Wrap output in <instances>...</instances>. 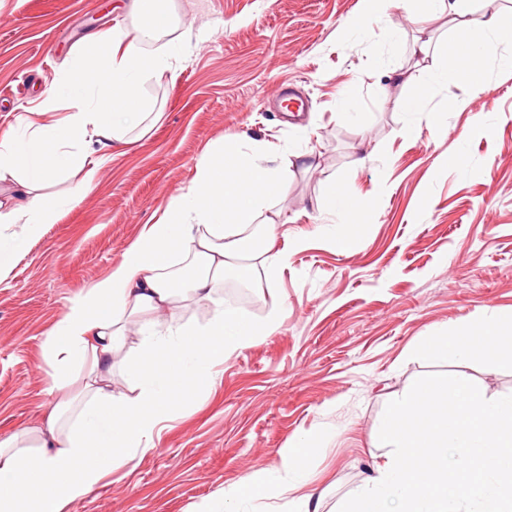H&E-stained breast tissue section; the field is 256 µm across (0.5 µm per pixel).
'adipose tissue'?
<instances>
[{
	"label": "adipose tissue",
	"instance_id": "adipose-tissue-1",
	"mask_svg": "<svg viewBox=\"0 0 512 512\" xmlns=\"http://www.w3.org/2000/svg\"><path fill=\"white\" fill-rule=\"evenodd\" d=\"M471 2L361 0L358 29L369 31L389 7L424 22L443 11L468 15ZM122 8L138 19V26L88 36L46 90L42 109L65 102L64 118L46 124L23 116L0 138V182L11 185L0 223L22 227L10 238L0 237V277L29 237L56 221L59 202L42 195V187L51 179L69 178L71 197L86 194L113 147L131 144L133 135H145L154 121L140 87L148 79L164 78L180 49L167 43L148 55L143 43L168 30L171 13L159 0H124ZM468 60L463 68L435 67L420 85L405 72L388 70L384 76L414 85V92L398 102L399 110L411 115L422 110L431 86L481 85L484 68L478 55L469 54ZM287 160L248 147L241 136L212 145L197 163L195 190L172 197L165 219L145 226L119 265L70 300L44 346L53 370L47 392L54 406L33 430L0 437V512H64L113 468L150 452L160 423L194 403L216 364L277 330L279 315L254 321L225 307L218 290L229 272L261 285L279 227L270 210L286 189ZM325 197L335 201L342 219L333 241L348 251L372 205L354 202L332 180ZM187 300L210 305L205 325L175 322V305ZM133 335L139 345L129 365L132 390L117 392L114 359ZM421 350L459 363L477 351L491 360L511 359L512 313L462 323L452 336L425 339ZM287 492L280 476L254 471L225 489L224 512H241L248 501Z\"/></svg>",
	"mask_w": 512,
	"mask_h": 512
}]
</instances>
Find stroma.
I'll return each instance as SVG.
<instances>
[{
    "label": "stroma",
    "instance_id": "stroma-1",
    "mask_svg": "<svg viewBox=\"0 0 512 512\" xmlns=\"http://www.w3.org/2000/svg\"><path fill=\"white\" fill-rule=\"evenodd\" d=\"M116 0H6L0 8V136L35 111L43 90L85 37L132 28ZM170 33L183 45L174 76L142 86L161 120L105 162L91 191L69 200L70 181L48 183L55 223L28 240L0 281V437L39 423L50 408L46 334L69 301L107 276L171 196L193 187L207 145L235 135L313 154L291 170L276 202L286 219L258 306L276 307L279 330L225 358L188 410L155 438L152 453L106 476L65 512H224V491L255 470L278 471L279 449L309 437L315 449L292 499L322 496V512L361 486L386 450L377 424L394 396L444 373L512 394V361L475 354L462 364L424 355L428 336L512 311V39L438 20L429 60L468 40L485 46L482 89L435 88L423 113L382 68H409L417 26L388 9L383 26L357 32L360 0H174ZM400 28L397 42L384 25ZM300 89L306 110L284 122L278 87ZM352 98L357 110L340 105ZM458 108H450V101ZM439 120H431V113ZM413 121L412 137L401 127ZM374 155L358 164L360 141ZM335 177L374 211L349 251L318 209Z\"/></svg>",
    "mask_w": 512,
    "mask_h": 512
}]
</instances>
